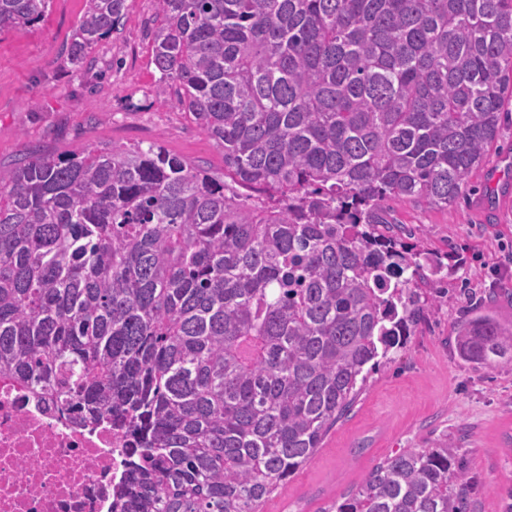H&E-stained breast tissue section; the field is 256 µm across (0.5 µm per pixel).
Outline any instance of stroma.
Returning <instances> with one entry per match:
<instances>
[{"instance_id": "stroma-1", "label": "stroma", "mask_w": 512, "mask_h": 512, "mask_svg": "<svg viewBox=\"0 0 512 512\" xmlns=\"http://www.w3.org/2000/svg\"><path fill=\"white\" fill-rule=\"evenodd\" d=\"M86 0H52L38 26L0 32V164L38 150L60 153L101 143H155L224 174V152L186 114L175 94L159 96L146 26L160 0H128L117 32L89 53L90 69L74 71L62 54ZM389 206L406 242L459 253L448 300L428 308L404 347L371 374L352 411L325 437L314 458L261 512H327L379 461L444 435L472 480L473 512L512 507V361L481 365L462 359L455 328L479 301L493 298L512 323V113L498 148L473 172L463 199L441 210L407 199ZM365 451H357L360 440Z\"/></svg>"}]
</instances>
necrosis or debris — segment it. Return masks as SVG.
<instances>
[{
  "mask_svg": "<svg viewBox=\"0 0 512 512\" xmlns=\"http://www.w3.org/2000/svg\"><path fill=\"white\" fill-rule=\"evenodd\" d=\"M137 439L81 426L0 375V512H110Z\"/></svg>",
  "mask_w": 512,
  "mask_h": 512,
  "instance_id": "1",
  "label": "necrosis or debris"
}]
</instances>
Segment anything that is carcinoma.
Instances as JSON below:
<instances>
[{"mask_svg": "<svg viewBox=\"0 0 512 512\" xmlns=\"http://www.w3.org/2000/svg\"><path fill=\"white\" fill-rule=\"evenodd\" d=\"M160 2L152 63L224 150V178L113 142L0 168V374L79 424L139 433L112 512H260L448 297L453 257L378 225L390 198L453 206L495 150L512 0ZM50 3L0 0V31ZM127 13L87 0L64 65ZM456 340L471 362L512 359V325L488 309ZM469 505L439 440L334 509Z\"/></svg>", "mask_w": 512, "mask_h": 512, "instance_id": "carcinoma-1", "label": "carcinoma"}]
</instances>
